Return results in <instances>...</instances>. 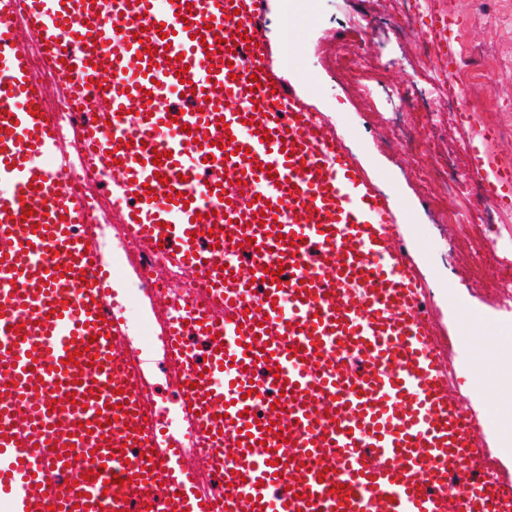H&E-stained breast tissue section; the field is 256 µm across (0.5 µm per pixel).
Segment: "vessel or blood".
<instances>
[{
    "mask_svg": "<svg viewBox=\"0 0 512 512\" xmlns=\"http://www.w3.org/2000/svg\"><path fill=\"white\" fill-rule=\"evenodd\" d=\"M267 0H0V501L10 512H512L396 202L279 80ZM445 13L428 33L446 83ZM62 79L43 83L37 67ZM127 205L199 450L145 422L49 97ZM472 166L512 209V166ZM202 341L205 361L188 355ZM47 109L51 112L59 133L62 138H65L70 132L75 133L76 116L74 112H69L67 104L57 99L54 102H49Z\"/></svg>",
    "mask_w": 512,
    "mask_h": 512,
    "instance_id": "1",
    "label": "vessel or blood"
}]
</instances>
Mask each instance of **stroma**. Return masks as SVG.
<instances>
[{"label":"stroma","instance_id":"obj_1","mask_svg":"<svg viewBox=\"0 0 512 512\" xmlns=\"http://www.w3.org/2000/svg\"><path fill=\"white\" fill-rule=\"evenodd\" d=\"M459 20L461 78L468 94L473 128L494 127L499 137L487 151L490 165L512 164V0H438ZM320 23L298 18L293 33L296 58L282 63L278 0H268L266 39L278 75L291 84L343 137L346 151L378 187L399 202L403 238L426 287L440 342L452 354L456 382L465 404L484 420L512 403V382L500 373L487 380L496 393L486 402L475 389L470 365L484 354L479 341L458 335L461 320L481 313L496 318L493 262L475 263L483 253L486 230L512 240V210L480 193H449L438 181L437 160L448 162V176L474 187L477 178L463 156L473 128L462 127L448 110V90L438 83L439 45H418L414 31L426 18L408 11L403 0H316ZM349 32L344 50L358 62L356 72L334 62L336 34ZM422 96L403 111L390 112L388 96L407 84ZM463 214L460 223H442V214ZM143 370L154 398L170 411L181 402L162 353Z\"/></svg>","mask_w":512,"mask_h":512}]
</instances>
